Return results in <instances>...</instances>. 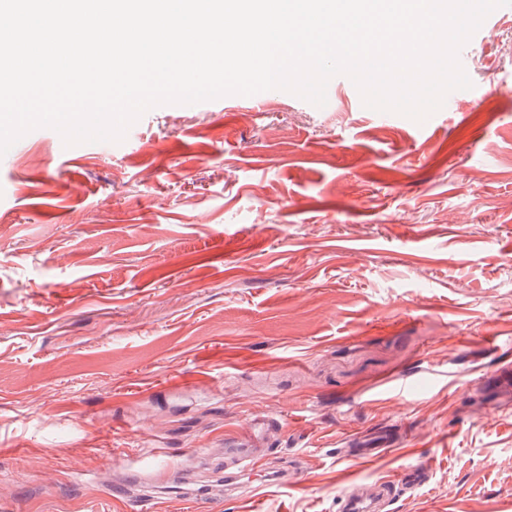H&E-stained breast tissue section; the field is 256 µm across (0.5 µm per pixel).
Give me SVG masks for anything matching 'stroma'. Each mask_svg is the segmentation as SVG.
Wrapping results in <instances>:
<instances>
[{
    "mask_svg": "<svg viewBox=\"0 0 512 512\" xmlns=\"http://www.w3.org/2000/svg\"><path fill=\"white\" fill-rule=\"evenodd\" d=\"M425 123L283 90L36 129L0 157V512H512V13ZM497 336L489 350L484 335ZM268 455L226 491L224 433ZM402 431L356 466L343 437ZM143 449L161 466L139 470ZM260 503H253L257 487ZM428 469L423 465L406 466L399 476L378 479L376 490L378 499H393L399 493H412L428 482Z\"/></svg>",
    "mask_w": 512,
    "mask_h": 512,
    "instance_id": "stroma-1",
    "label": "stroma"
}]
</instances>
